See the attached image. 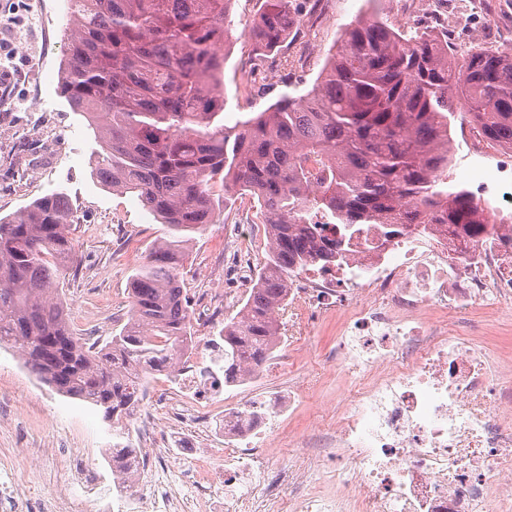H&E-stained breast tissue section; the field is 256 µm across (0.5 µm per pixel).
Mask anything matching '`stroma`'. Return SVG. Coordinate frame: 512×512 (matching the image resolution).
Instances as JSON below:
<instances>
[{"label": "stroma", "mask_w": 512, "mask_h": 512, "mask_svg": "<svg viewBox=\"0 0 512 512\" xmlns=\"http://www.w3.org/2000/svg\"><path fill=\"white\" fill-rule=\"evenodd\" d=\"M451 12L440 23L455 35L449 54L460 44L491 40L512 50V0H448ZM321 20H304L284 53L287 66L268 64L254 92L238 86V74L252 47L241 32L251 24L258 0H235L225 45V124L243 121L275 103L283 94L300 96L316 82L343 31L361 16H373L397 31L406 30V15L418 13L420 0H324ZM425 18L420 29L439 23ZM66 0H0V217L19 212L54 191L71 199L78 222L73 232L78 270L62 287L75 329L90 338L118 334L127 321L129 279L142 263L160 226L137 199L102 186L93 174L100 145L82 113L59 93L66 54ZM250 197L230 199L220 219L189 245L183 272L184 291L199 342L217 335L225 318L234 316L249 287L225 281L224 271L246 261L258 269L267 239L256 224ZM337 317L303 327L283 340L268 375L240 386L222 388L221 403L254 401L265 392L307 387L323 400L336 398V370L331 362ZM0 465L26 476L29 484L62 480L68 472L64 452L84 451L97 473V494L127 496L115 485L107 457L112 426L92 405L59 395L25 368L17 351L0 347Z\"/></svg>", "instance_id": "35a3bbf8"}]
</instances>
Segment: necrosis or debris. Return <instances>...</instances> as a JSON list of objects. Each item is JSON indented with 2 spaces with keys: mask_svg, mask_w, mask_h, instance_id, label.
<instances>
[{
  "mask_svg": "<svg viewBox=\"0 0 512 512\" xmlns=\"http://www.w3.org/2000/svg\"><path fill=\"white\" fill-rule=\"evenodd\" d=\"M453 153L473 169L504 171L479 129L462 130ZM489 243L432 224L384 236L363 225L345 257L288 280V306L304 322L339 315L333 361L343 381L335 403L318 407L315 460L335 461L326 488L309 489L274 469L282 418L295 398L224 408L227 443L197 498L217 512H251L256 488L277 512H512V371L474 339L480 304L512 297V226L490 194ZM146 445L139 477L180 467L172 449L153 446L158 423L137 412Z\"/></svg>",
  "mask_w": 512,
  "mask_h": 512,
  "instance_id": "1",
  "label": "necrosis or debris"
}]
</instances>
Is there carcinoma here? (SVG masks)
<instances>
[{
	"instance_id": "obj_1",
	"label": "carcinoma",
	"mask_w": 512,
	"mask_h": 512,
	"mask_svg": "<svg viewBox=\"0 0 512 512\" xmlns=\"http://www.w3.org/2000/svg\"><path fill=\"white\" fill-rule=\"evenodd\" d=\"M60 93L94 126V175L133 194L160 236L130 278L131 311L105 343L77 336L60 285L77 269L75 212L55 192L0 218V342L57 393L118 424L145 380L176 371L191 313L182 270L193 235L217 222L233 194L257 203L268 240L259 276L209 345L224 384L273 356L288 274L334 264L360 224H446L477 238L489 211L449 181L451 121L470 118L512 148V52L448 55L433 31L408 35L372 17L345 29L313 88L244 122L224 124V59L233 0H68ZM248 38L253 65L299 25L293 0H259ZM119 472L135 450L121 448Z\"/></svg>"
}]
</instances>
